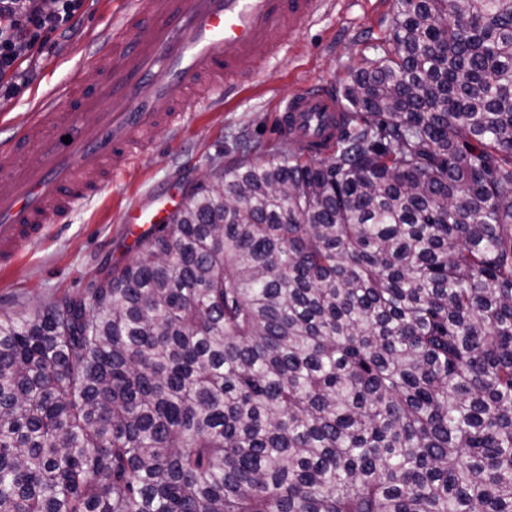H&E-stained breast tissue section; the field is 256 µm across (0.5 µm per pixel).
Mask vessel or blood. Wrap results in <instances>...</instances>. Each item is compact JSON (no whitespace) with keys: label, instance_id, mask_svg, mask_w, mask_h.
<instances>
[{"label":"vessel or blood","instance_id":"obj_1","mask_svg":"<svg viewBox=\"0 0 512 512\" xmlns=\"http://www.w3.org/2000/svg\"><path fill=\"white\" fill-rule=\"evenodd\" d=\"M318 0H123L87 61L101 82H80L41 94L30 120L0 141V177L12 190L0 195V260L39 241L46 225L60 224L75 204L95 198L93 174H119L154 129L183 125L187 110L171 84L191 91L209 79L233 94L235 75L262 57L318 11ZM279 124L286 136L321 149L338 132L340 108L328 92L312 88L282 98ZM167 208H135L125 221L163 224Z\"/></svg>","mask_w":512,"mask_h":512}]
</instances>
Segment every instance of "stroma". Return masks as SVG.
Instances as JSON below:
<instances>
[{
  "label": "stroma",
  "mask_w": 512,
  "mask_h": 512,
  "mask_svg": "<svg viewBox=\"0 0 512 512\" xmlns=\"http://www.w3.org/2000/svg\"><path fill=\"white\" fill-rule=\"evenodd\" d=\"M117 9L113 0H81L70 30L17 41L15 70L0 74V114L23 124L31 117L34 94L75 79L96 82L84 56ZM393 27V0H324L301 31L245 64L234 94L222 98L203 85L183 128H159L153 147L105 181L94 200L77 205L65 223L49 225L40 241L21 247L14 265L0 268V317L31 315L58 297L83 291L106 265L129 261L134 252L124 222L128 210L164 191L182 200L187 187L242 156L275 157L287 144L276 132L279 99L315 87L341 97L348 71L374 58Z\"/></svg>",
  "instance_id": "35a3bbf8"
}]
</instances>
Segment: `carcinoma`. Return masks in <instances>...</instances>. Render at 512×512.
Here are the masks:
<instances>
[{
	"label": "carcinoma",
	"instance_id": "obj_1",
	"mask_svg": "<svg viewBox=\"0 0 512 512\" xmlns=\"http://www.w3.org/2000/svg\"><path fill=\"white\" fill-rule=\"evenodd\" d=\"M394 16L326 150L0 317V512H512V0Z\"/></svg>",
	"mask_w": 512,
	"mask_h": 512
}]
</instances>
